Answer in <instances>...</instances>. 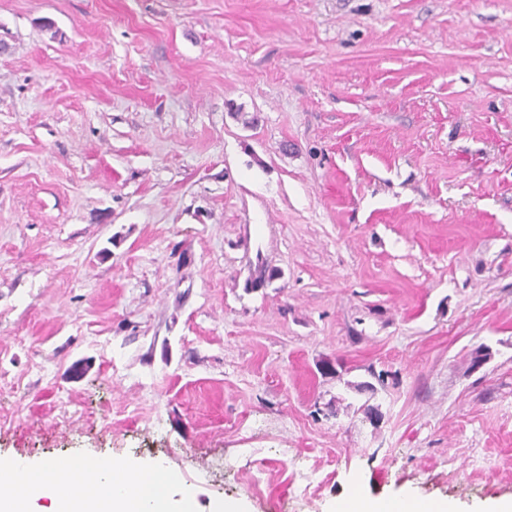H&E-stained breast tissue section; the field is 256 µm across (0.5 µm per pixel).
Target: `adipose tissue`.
Returning a JSON list of instances; mask_svg holds the SVG:
<instances>
[{"mask_svg":"<svg viewBox=\"0 0 512 512\" xmlns=\"http://www.w3.org/2000/svg\"><path fill=\"white\" fill-rule=\"evenodd\" d=\"M73 475V470L53 461L26 472L24 479L48 498L45 512H170L166 491L173 477L166 470L143 469L131 478L121 466L102 459L84 472L91 494L78 498L68 491Z\"/></svg>","mask_w":512,"mask_h":512,"instance_id":"obj_1","label":"adipose tissue"}]
</instances>
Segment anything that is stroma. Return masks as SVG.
Returning a JSON list of instances; mask_svg holds the SVG:
<instances>
[{
  "label": "stroma",
  "instance_id": "35a3bbf8",
  "mask_svg": "<svg viewBox=\"0 0 512 512\" xmlns=\"http://www.w3.org/2000/svg\"><path fill=\"white\" fill-rule=\"evenodd\" d=\"M99 458L512 499V0H0V463Z\"/></svg>",
  "mask_w": 512,
  "mask_h": 512
}]
</instances>
